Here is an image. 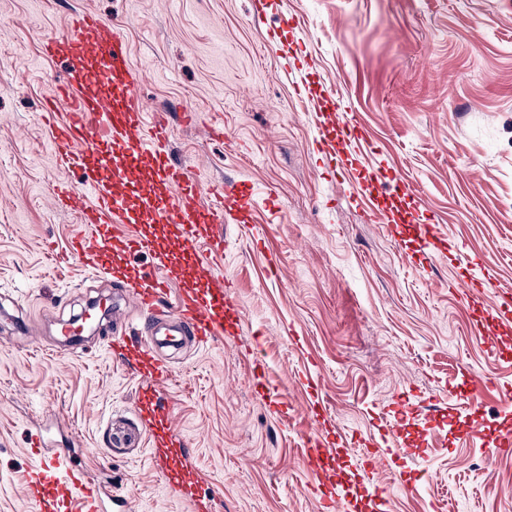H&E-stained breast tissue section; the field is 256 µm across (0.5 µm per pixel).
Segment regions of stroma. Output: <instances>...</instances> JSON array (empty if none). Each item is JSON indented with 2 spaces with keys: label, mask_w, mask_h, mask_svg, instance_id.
Returning <instances> with one entry per match:
<instances>
[{
  "label": "stroma",
  "mask_w": 512,
  "mask_h": 512,
  "mask_svg": "<svg viewBox=\"0 0 512 512\" xmlns=\"http://www.w3.org/2000/svg\"><path fill=\"white\" fill-rule=\"evenodd\" d=\"M77 9L119 27L148 69L138 97L168 122L176 162L280 204L213 227L238 336L166 352L161 401L200 492L218 512H322V482L349 512H372L376 489L391 512H512V453L484 455L512 432L498 393L512 324L489 353L448 288L456 255L416 262L407 225L366 221L360 182L314 151L316 117L267 43L281 12L305 17L303 47L366 128L369 163L512 288V0H273L258 24L250 0H0V512H34L25 448L45 427L111 486L112 512H193L152 466L137 372L103 345L111 320L82 348L58 341L92 291L143 321L123 281L67 258L78 218L52 200L81 174L45 138L43 100L69 67L41 42ZM313 440L335 450L319 475Z\"/></svg>",
  "instance_id": "stroma-1"
}]
</instances>
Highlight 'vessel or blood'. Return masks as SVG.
Listing matches in <instances>:
<instances>
[{"label": "vessel or blood", "mask_w": 512, "mask_h": 512, "mask_svg": "<svg viewBox=\"0 0 512 512\" xmlns=\"http://www.w3.org/2000/svg\"><path fill=\"white\" fill-rule=\"evenodd\" d=\"M283 51L291 55L293 68L301 74L299 94L318 116L317 153L335 170L363 173L375 192L400 194L401 183L388 182L380 168L367 163L369 143L343 111L342 93L306 58L298 56L296 48L284 45ZM41 52L47 57H64L70 65L67 84L55 86L43 101L54 157L83 175L81 186L61 183L53 190L58 207L79 215L80 228L71 239L70 257L100 263L120 248L152 255L158 266L167 267L168 253L155 239L135 235L122 240L111 236L104 223L107 214L119 224L135 222L133 210L139 207L153 223L175 229L176 246L189 264L192 281L205 285L200 292L182 289L171 299L166 278L124 269L131 295L145 316L144 334L136 342H128L129 324L115 317L117 334L107 339L106 348L130 357L141 377L138 408L152 438L156 471L176 494L192 501L194 512H213V499L197 496L186 479L185 442L173 427L170 412L160 403V393L173 377L171 366L160 355V327L175 325L177 336L193 340L200 348L209 346L217 336L238 334L239 323L232 318L231 283L203 262L196 244L206 238L213 251H223L224 240L210 234L211 225L250 223L255 193L247 183H228L215 191L214 206L200 205L198 195L204 186L172 159L165 122L157 119L147 126L140 119L135 93L146 78L145 69L131 62L124 34L99 15L73 13L66 32L45 38ZM61 101L70 105L72 113L69 120L58 123L52 116ZM97 125L109 131L110 144L97 139L93 131ZM404 220L412 224L424 255L446 252L448 240L438 225L428 223L422 204L406 211ZM460 291L479 305L477 333L489 351H496L495 329L512 317V296L500 293L496 281L485 274L461 283ZM27 450L36 464L27 476L24 494L36 512H108L111 491L74 467L71 449L56 447L47 432L38 429L30 432Z\"/></svg>", "instance_id": "1"}]
</instances>
